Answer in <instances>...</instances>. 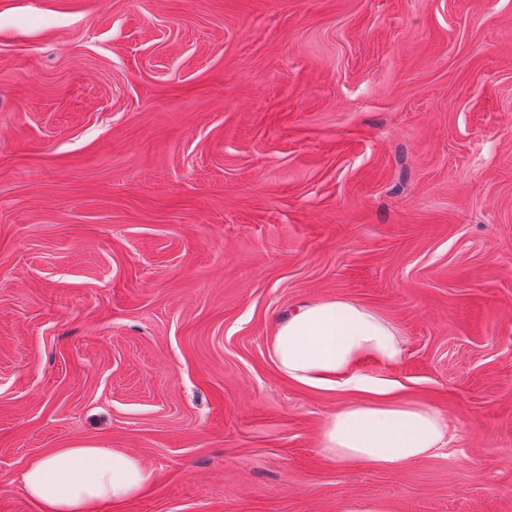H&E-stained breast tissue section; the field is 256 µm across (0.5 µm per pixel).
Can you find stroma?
I'll return each mask as SVG.
<instances>
[{
  "label": "stroma",
  "instance_id": "obj_1",
  "mask_svg": "<svg viewBox=\"0 0 512 512\" xmlns=\"http://www.w3.org/2000/svg\"><path fill=\"white\" fill-rule=\"evenodd\" d=\"M337 297L429 458L320 453L271 342ZM79 447L152 473L99 512H512V0H0V512Z\"/></svg>",
  "mask_w": 512,
  "mask_h": 512
}]
</instances>
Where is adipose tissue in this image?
Listing matches in <instances>:
<instances>
[{
	"label": "adipose tissue",
	"mask_w": 512,
	"mask_h": 512,
	"mask_svg": "<svg viewBox=\"0 0 512 512\" xmlns=\"http://www.w3.org/2000/svg\"><path fill=\"white\" fill-rule=\"evenodd\" d=\"M278 369L310 388L352 392L322 424L319 450L329 460L398 470L431 456L452 424L437 409L390 400L392 382L355 372L370 357L400 362L405 340L398 327L350 299L303 304L282 321L271 345ZM151 473L129 452L106 448H60L33 458L22 481L41 512H98L139 494Z\"/></svg>",
	"instance_id": "obj_1"
}]
</instances>
